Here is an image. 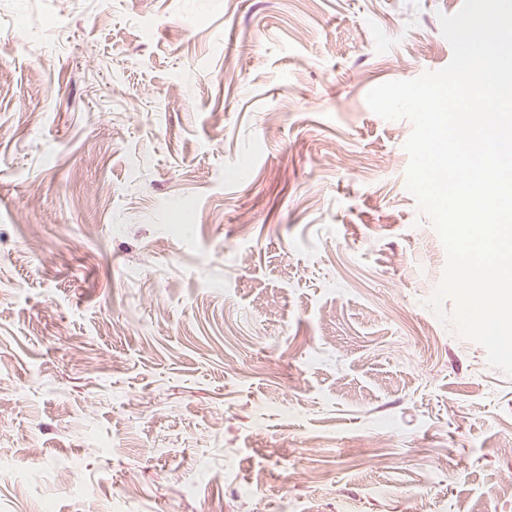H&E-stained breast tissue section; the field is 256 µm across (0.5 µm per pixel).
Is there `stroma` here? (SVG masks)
<instances>
[{"label":"stroma","instance_id":"stroma-1","mask_svg":"<svg viewBox=\"0 0 512 512\" xmlns=\"http://www.w3.org/2000/svg\"><path fill=\"white\" fill-rule=\"evenodd\" d=\"M463 4L0 0V512H512V375L365 101Z\"/></svg>","mask_w":512,"mask_h":512}]
</instances>
